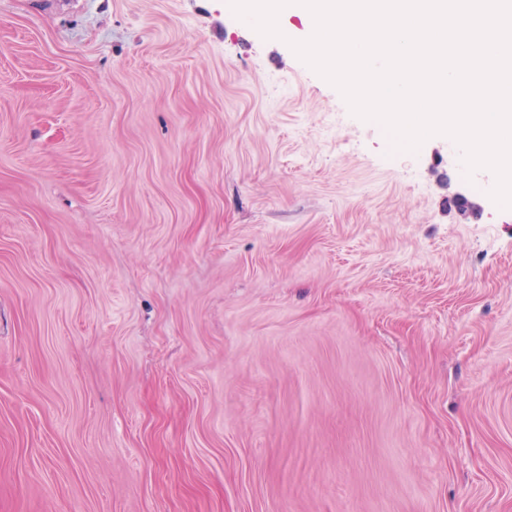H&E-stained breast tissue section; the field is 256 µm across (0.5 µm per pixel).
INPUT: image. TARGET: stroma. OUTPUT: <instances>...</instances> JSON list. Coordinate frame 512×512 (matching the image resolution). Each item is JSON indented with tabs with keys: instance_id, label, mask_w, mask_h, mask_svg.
Wrapping results in <instances>:
<instances>
[{
	"instance_id": "1",
	"label": "stroma",
	"mask_w": 512,
	"mask_h": 512,
	"mask_svg": "<svg viewBox=\"0 0 512 512\" xmlns=\"http://www.w3.org/2000/svg\"><path fill=\"white\" fill-rule=\"evenodd\" d=\"M227 2L0 0V512H512V209Z\"/></svg>"
}]
</instances>
